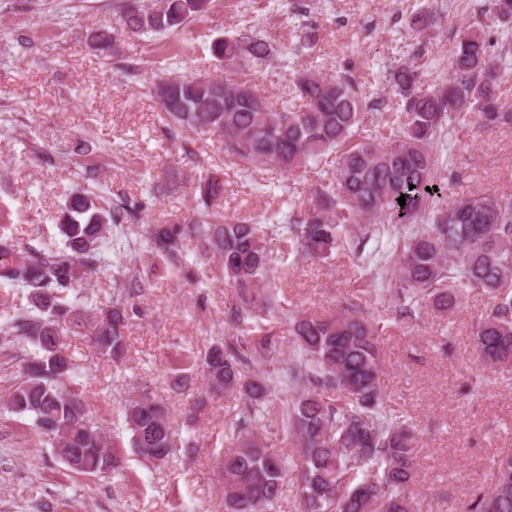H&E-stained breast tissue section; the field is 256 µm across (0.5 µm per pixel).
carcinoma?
<instances>
[{
  "label": "carcinoma",
  "mask_w": 512,
  "mask_h": 512,
  "mask_svg": "<svg viewBox=\"0 0 512 512\" xmlns=\"http://www.w3.org/2000/svg\"><path fill=\"white\" fill-rule=\"evenodd\" d=\"M209 5L210 0H160L150 8L141 0H112L115 23L94 29L96 49L108 54L130 34L182 30ZM487 16L512 21V0H484L478 18L456 33L447 84L424 90L413 65L397 61L389 67V84L404 101L405 115L392 136L377 144L354 141L363 114L377 102L365 96L348 69L335 76L297 72L291 92L304 105L296 112L286 106L276 110L251 85L222 78L169 75L150 93L174 144L185 145L187 131H206L222 138L224 157L272 165L289 176L336 153L340 194L320 183L313 208L291 210L284 223L272 218L273 232L280 233L288 252L322 260L340 247L344 223H362L357 249L387 233L386 225H400L405 241L387 291L398 316L417 317L427 308L446 314L466 290L486 292L494 303L473 328L476 348L482 361L511 373L512 295L503 281L512 274V194L449 200L440 190L426 191L447 168L434 145L451 115L471 112L487 129L512 126V112L498 103L500 82L512 65V42L486 35ZM437 22V15L419 12L411 28L421 35ZM211 53L225 72L235 73L275 55L277 48L240 34L213 42ZM199 190L204 208L194 223L150 224L138 245L110 244L105 232L111 225L143 221L149 200L122 197L108 203L85 188L73 191L58 213L62 244L23 247L0 233V288L15 289L28 300V306L4 312L0 333L33 347L22 380L0 406L31 416L71 471L116 470L102 428L69 387L78 367L56 324L73 313L82 316L93 324L99 351L119 356L129 321L141 315L135 298L146 284L117 274L112 305L100 309L78 291L84 275L107 263L108 249L132 256L139 246L182 270L184 243L192 238L199 255L219 256L224 280L238 289L224 319L239 335L215 341L198 363L210 387L247 404L232 429L233 447L224 451V512H272L291 473L299 512H415L416 439L408 421L387 410L379 326L352 301L334 317L293 320L297 357L282 373L296 394L285 398L283 422L298 441L299 461H287L254 435L277 398L270 366L280 355L276 339L249 338L258 320L277 306L269 289L257 287L268 278L267 232L247 220L210 222L209 208L224 196L218 174L204 179ZM123 413L132 447L151 462L166 464L175 449L193 447L147 397L125 400ZM467 512H512V454L494 462L492 486L474 491Z\"/></svg>",
  "instance_id": "carcinoma-1"
}]
</instances>
